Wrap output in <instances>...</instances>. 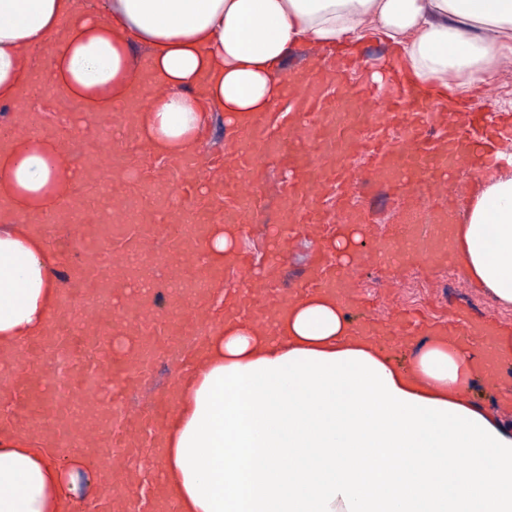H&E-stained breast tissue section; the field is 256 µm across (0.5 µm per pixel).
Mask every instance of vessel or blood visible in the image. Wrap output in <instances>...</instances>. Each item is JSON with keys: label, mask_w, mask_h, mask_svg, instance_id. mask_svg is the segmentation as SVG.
Here are the masks:
<instances>
[{"label": "vessel or blood", "mask_w": 512, "mask_h": 512, "mask_svg": "<svg viewBox=\"0 0 512 512\" xmlns=\"http://www.w3.org/2000/svg\"><path fill=\"white\" fill-rule=\"evenodd\" d=\"M355 68L352 58L341 56L330 72L302 82L292 75L285 77L284 98L304 120L302 127L289 135L273 132L262 114L253 118L247 129L227 135L225 165L217 174L222 185L221 208L185 206V198L198 195L196 160L191 155L167 163L178 177L175 190L151 194L147 204H140L130 193V162L120 145L106 144L103 131L109 122L101 119L96 151L83 154L74 168L81 182L88 181L93 172L105 177L108 207H100L89 196L29 216L32 224L70 225L80 245L79 259L76 271L62 273V311L51 323L48 336L24 347L23 357L4 382L17 409L16 424L49 437L61 455L92 452L99 457L98 500L103 512H132L133 504L123 488L142 481L143 452H158L164 419L172 407L165 396L146 409L124 407L128 392L141 385L158 355L185 356L183 336L192 329L204 333L217 320L210 305L213 285L223 281L227 272L242 274L253 265L252 256L246 253L222 266L205 264L200 247L212 224L239 225L254 219L256 198L244 193L240 185L256 176L263 157H276L292 174L285 197L289 223L315 231L357 222L349 207L356 189L350 162L355 155H367L366 173L409 204L393 240L373 252L376 260L406 242L415 249L427 248L418 225L443 228L452 222L453 212L441 204L438 173L461 165L481 172L495 163L494 154L480 148L469 131L456 125H449L446 139L425 138L424 116L439 115L442 109L432 96L413 91L401 69H393L387 83L354 91L348 88L346 78ZM373 104L379 107L375 121L397 128V138L383 137L369 145L358 138L357 115ZM14 112L15 125L0 129V147L16 136L45 134L56 139L63 153H71L68 132L63 126L38 122L29 97H22ZM421 177L429 180L430 197L439 203L427 212L411 204ZM164 231L169 234V290L167 318L161 321L153 312L155 291L130 295L126 289L144 270V251L152 248ZM349 277L348 267L323 259L309 270L304 288L333 292L350 307L356 305L357 298ZM296 298V293H282L274 283L256 281L237 293L230 311L241 319L267 325ZM67 321L75 322L81 335L96 347L90 362L77 367L62 391L57 389L50 368H32L28 357L72 347V340L61 328ZM437 328L487 349L501 325L494 320L477 323L461 314L438 323ZM113 333L130 337L134 351L116 353L109 339ZM161 487L158 477L147 483L144 494L149 512H174L164 501Z\"/></svg>", "instance_id": "1"}]
</instances>
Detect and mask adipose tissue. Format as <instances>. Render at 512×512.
I'll return each mask as SVG.
<instances>
[{
	"label": "adipose tissue",
	"mask_w": 512,
	"mask_h": 512,
	"mask_svg": "<svg viewBox=\"0 0 512 512\" xmlns=\"http://www.w3.org/2000/svg\"><path fill=\"white\" fill-rule=\"evenodd\" d=\"M380 37L414 85L458 95L512 64V0H0V106L41 82L86 115L140 91V146L195 150L213 113L241 126L282 100L304 45ZM159 79L160 94L148 82ZM48 137L0 154V198L39 214L73 190ZM448 246L460 272L512 307V169L478 180ZM62 255L45 230L0 225V371L41 340L60 307ZM482 355L453 336L420 340L407 362L360 336L330 293L307 291L258 329L213 326L174 380L160 459L177 512H512V424L473 395ZM98 463L61 455L0 423V512H81Z\"/></svg>",
	"instance_id": "obj_1"
}]
</instances>
